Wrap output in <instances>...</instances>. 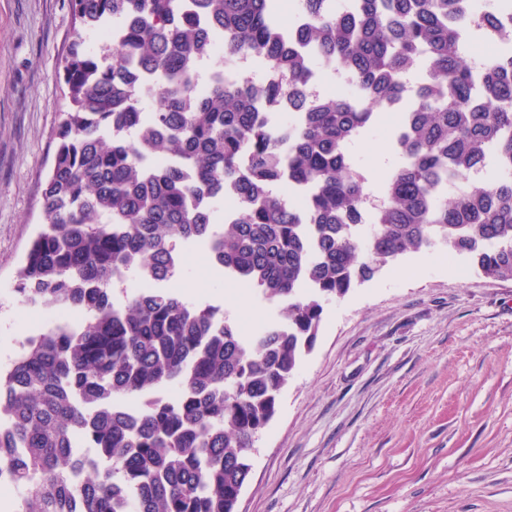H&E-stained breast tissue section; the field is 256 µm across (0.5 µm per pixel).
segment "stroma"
Instances as JSON below:
<instances>
[{"label": "stroma", "instance_id": "obj_1", "mask_svg": "<svg viewBox=\"0 0 512 512\" xmlns=\"http://www.w3.org/2000/svg\"><path fill=\"white\" fill-rule=\"evenodd\" d=\"M80 31L71 0H0V361L49 315L16 274L45 222ZM353 155L378 192L396 163L388 136L363 135ZM172 288L246 331L279 315L200 246ZM251 463L238 512H512V280L410 252L326 303Z\"/></svg>", "mask_w": 512, "mask_h": 512}]
</instances>
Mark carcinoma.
Listing matches in <instances>:
<instances>
[{
  "mask_svg": "<svg viewBox=\"0 0 512 512\" xmlns=\"http://www.w3.org/2000/svg\"><path fill=\"white\" fill-rule=\"evenodd\" d=\"M302 2L309 55L279 0H72L84 30L117 46L80 38L65 57L47 224L16 291L85 319L46 326L0 368V475L22 490L6 512H236L325 303L410 251L512 280V51L472 65L461 35L475 0ZM218 43L225 62L204 67ZM239 59L283 79L234 80ZM321 66L349 73L354 96H302ZM278 102L302 111L296 129L262 117ZM383 110L403 113L390 133L400 163L375 201L352 148ZM301 186L298 205L280 193ZM179 243L203 246L283 320L244 336L166 287ZM138 272L154 287L115 298Z\"/></svg>",
  "mask_w": 512,
  "mask_h": 512,
  "instance_id": "cac0c4a2",
  "label": "carcinoma"
}]
</instances>
